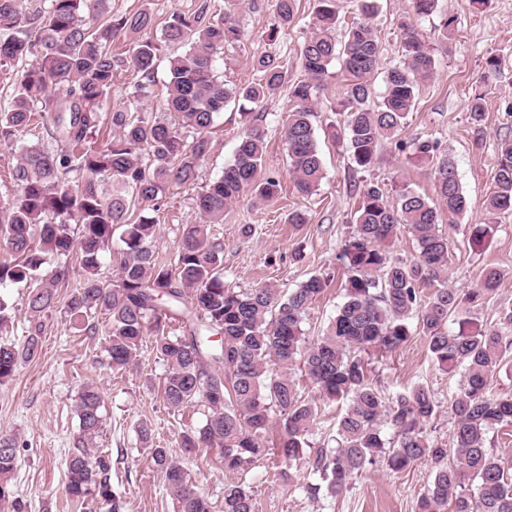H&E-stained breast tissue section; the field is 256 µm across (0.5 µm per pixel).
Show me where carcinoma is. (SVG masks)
I'll use <instances>...</instances> for the list:
<instances>
[{"label": "carcinoma", "instance_id": "cac0c4a2", "mask_svg": "<svg viewBox=\"0 0 512 512\" xmlns=\"http://www.w3.org/2000/svg\"><path fill=\"white\" fill-rule=\"evenodd\" d=\"M316 2L300 51L303 77L288 82V60L266 52L252 58L257 80L238 86L224 80L217 62L224 46L239 41L240 25L215 3L173 10L157 39L150 12L114 15L112 0H47L28 13L22 0H0V65L23 63L19 88L0 110V139L18 143L12 174L17 192L0 197V236L16 262L0 264V287L29 289L25 340L0 342V385L39 356L42 318L56 306L59 284L69 280L68 267L46 272L44 265L76 250L82 274L67 313L77 327L94 331L97 325L90 318L107 316L110 367L132 366L151 336L168 365L162 384L167 407L180 412L205 398L210 409L205 421L180 436L186 452L217 448L224 469L244 471L265 456L263 434L274 408L283 426L278 455L288 463L307 458L310 471L321 479L305 486L312 498L322 491L332 498L342 495L354 475L377 465L398 473L423 460L431 465L432 479L418 500V512H512V473L504 457L487 447L490 431L512 428V395L491 387L512 350V308L502 309L498 328L465 317L468 306L499 288L502 273L494 267L485 268L478 287L464 295L448 285L451 251L439 229L440 214L462 216L470 203L437 140L398 141L415 161L433 163L436 200L405 186L394 196L378 183L363 188L354 229L341 249L348 273L346 301L313 342L306 340L303 324L328 280L311 276L286 297L266 286L231 288L224 282V245L208 232L209 225L224 223V208L242 193L267 201L279 195L280 178L262 175L266 144L260 128L243 133L232 163L196 195L202 223L185 225L174 261L156 254L155 217L145 213L129 221V198L157 211L166 190L195 180L199 162L212 149L210 129L227 105L264 113L286 84L292 103L282 125L288 174L301 195L317 193L324 170L314 127L316 92L336 60L344 72L338 104L346 113L343 136L357 168H371L380 143L405 132L421 86L434 75L433 48L415 24H401L402 59L385 72L384 91L373 103L381 51L372 22L374 3L360 0V17L339 42L336 0ZM296 14V0H277L267 41L276 43ZM102 15L108 19L99 24ZM121 34L132 38L126 55L112 53V42ZM162 42L180 44L184 51L169 60L167 95L156 114L142 100L154 82ZM118 70L131 72L135 82L127 101L114 105L112 76ZM468 112L472 128L481 132V95L471 99ZM104 124L114 135L97 148L94 138ZM32 126L44 129L60 147L24 141ZM485 211L491 220L512 212V140L500 143ZM73 224L77 229H71ZM118 225L124 227V247L115 259L117 278L107 283L100 277L101 257ZM403 228L415 240L417 254L391 259L381 245ZM427 287L433 292L423 303ZM453 316L459 318L456 331L448 330ZM413 319L436 366L464 370L465 383L450 404L449 448L423 431L437 409L427 386L386 396L367 376L362 353L397 349L412 336ZM166 320L177 322L181 334H166ZM297 368L320 396L344 404L336 446L308 456L304 449L318 406L298 393ZM102 406L100 388L85 385L76 401L79 432L76 451L66 461L65 491L75 501L93 499L99 512H121L124 504L108 477L110 458L94 448ZM385 425L394 430V440L384 438ZM18 453V438L1 433L0 503H11L13 512H21L9 485ZM151 459L176 512H211L208 499L194 489L168 449H151ZM254 509L243 484L224 486V512Z\"/></svg>", "mask_w": 512, "mask_h": 512}]
</instances>
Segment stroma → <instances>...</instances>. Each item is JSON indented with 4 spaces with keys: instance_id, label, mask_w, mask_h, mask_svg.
Here are the masks:
<instances>
[{
    "instance_id": "stroma-1",
    "label": "stroma",
    "mask_w": 512,
    "mask_h": 512,
    "mask_svg": "<svg viewBox=\"0 0 512 512\" xmlns=\"http://www.w3.org/2000/svg\"><path fill=\"white\" fill-rule=\"evenodd\" d=\"M221 3L224 10L236 14L243 32L237 44L224 50L225 80L236 85L255 81L251 59L269 50L287 57L289 79L301 77L300 47L315 0H298L295 22L273 45L268 44L266 31L276 0ZM378 3L374 23L381 44L380 66L386 69L401 58L399 23L411 15L412 8L411 0ZM448 15L455 18L454 33L445 40L442 22ZM416 25L423 40L437 49L436 72L420 90L406 133L438 139L455 164L471 208L441 225L453 254L450 284L465 293L477 286L484 268L494 266L502 272L500 288L470 314L473 322L491 327L498 324L501 308L512 305V215L498 216L491 223L483 209L494 188L498 144L512 138V0H439L437 11L417 19ZM490 57L496 58L498 71L488 78L484 71ZM343 84L339 64H332L318 92L315 135L325 177L317 195L299 194L288 175L282 120L289 103L283 91L268 101L265 120L243 115L234 105L219 114L210 133L213 149L200 161L195 183L170 187L156 214L158 255L174 257L182 246L184 225L199 221L196 194L232 161L247 125H260L266 133L264 171L279 175L282 190L277 198L264 202L244 194L228 206L223 223L211 225L210 232L224 244V280L230 287L271 286L288 292L313 275L329 279V287L312 303L306 317V334L312 340L323 334L345 301L346 275L339 253L353 229L361 187L378 183L392 192L406 185L426 197L434 195L432 166L415 164L392 140L381 143L372 168L357 170L345 143L332 137L344 125L345 115L336 109ZM478 93L483 94L486 109L485 127L479 135L472 133L468 120V104ZM296 210L307 214L308 223H289V213ZM486 222L492 225L489 234L481 245L472 244V225ZM27 294L20 284L0 288V298L12 316L11 324L0 331V341L24 340ZM70 294L69 287L59 286L58 303L44 318L39 356L23 363L10 382L0 385V433L16 435L22 443L10 484L24 512H91L90 504L75 502L64 491L66 460L79 429L75 399L91 382L105 392V422L97 446L110 456V483L124 501L125 512H175L164 479L151 460L150 450L158 445L169 449L191 482L207 496L211 512H224V485L235 480L244 481L250 490L255 512H416L430 479L431 466L426 461L399 474L383 469L364 472L352 479L343 495L314 500L301 490L302 484L319 480L305 460L289 468L271 452L247 472L235 475L225 472L218 449L185 452L180 435L202 423L207 406L200 401L179 413L165 407L161 383L166 364L151 343L143 344L133 368L112 370L103 335L72 327L66 307ZM365 359L372 383L385 393L416 383L428 386L437 412L425 432L432 440L450 444L449 407L461 383L460 372L439 370L418 333L394 351L373 350ZM143 422L152 429L147 444L138 436ZM285 470L290 471V479L282 478Z\"/></svg>"
}]
</instances>
